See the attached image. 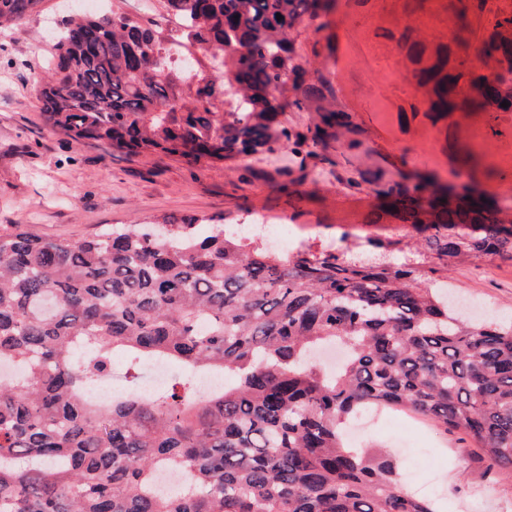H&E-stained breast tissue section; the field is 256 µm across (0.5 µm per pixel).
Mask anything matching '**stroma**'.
<instances>
[{"label": "stroma", "instance_id": "stroma-1", "mask_svg": "<svg viewBox=\"0 0 512 512\" xmlns=\"http://www.w3.org/2000/svg\"><path fill=\"white\" fill-rule=\"evenodd\" d=\"M346 0H337L319 34L302 31L300 51L308 70H324L326 42L343 24ZM88 0H43L41 11L21 26L0 27V225L25 224L39 236L79 239L110 224H158L194 219L208 224L299 225L319 245L348 246L370 239L414 234L398 207H384L368 186L347 187L336 176L381 172L397 180L407 173L447 176L458 165L456 134L486 129L473 141L479 158L512 159V112H397L379 119L360 87L363 70L345 66L332 87L350 117L347 137L356 151L338 144L321 151L318 167L329 177L289 181L280 171L284 151L260 152L221 162L190 163L158 150L125 153L100 143H77L51 133L37 99L55 64L53 27ZM434 152L435 164H418ZM448 287L477 308L480 318H512V260L479 257L448 269ZM350 440L358 448H384L396 456L407 487L435 494L441 512H512V480L488 471L462 432L443 433L399 411L361 424Z\"/></svg>", "mask_w": 512, "mask_h": 512}]
</instances>
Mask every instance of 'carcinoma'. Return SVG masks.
I'll return each mask as SVG.
<instances>
[{
    "mask_svg": "<svg viewBox=\"0 0 512 512\" xmlns=\"http://www.w3.org/2000/svg\"><path fill=\"white\" fill-rule=\"evenodd\" d=\"M163 0L184 32L101 10L79 11L54 35L57 62L40 92L47 125L114 150L159 149L196 162L286 149L299 169L326 142L360 147L334 111L309 136L273 126L291 106L333 95L323 75L303 80L299 28L317 34L333 0ZM41 0H0L19 25ZM448 41L416 52L414 77L432 112H512L497 88L512 82V13L490 0H445ZM282 15L277 19L276 15ZM239 16L224 28V17ZM206 52L191 105L178 50ZM227 98L229 110L215 112ZM403 204L406 219L448 201V221L399 265L304 244L278 251L222 224L165 221L159 236L132 225L87 238L0 227V512H438L397 479L391 451L350 448L343 429L369 407L462 431L512 479V320L471 322L431 287L463 258L512 259V227L472 175L367 180ZM127 359V393L101 406L88 390ZM179 371L152 393L144 364ZM232 384L197 397L198 371ZM161 469L187 483L155 487Z\"/></svg>",
    "mask_w": 512,
    "mask_h": 512,
    "instance_id": "cac0c4a2",
    "label": "carcinoma"
}]
</instances>
